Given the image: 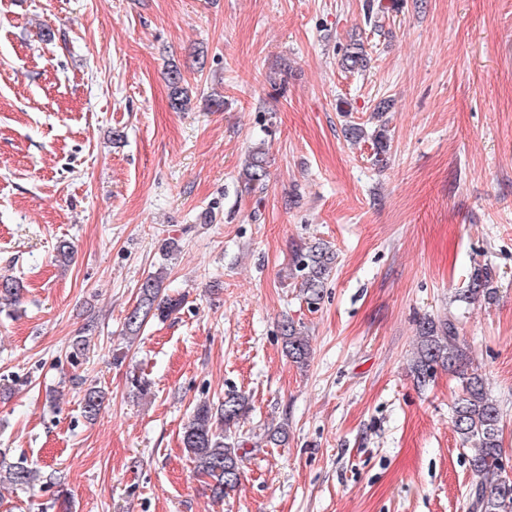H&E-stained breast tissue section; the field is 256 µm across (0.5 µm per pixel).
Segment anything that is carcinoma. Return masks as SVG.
<instances>
[{"label": "carcinoma", "instance_id": "carcinoma-1", "mask_svg": "<svg viewBox=\"0 0 512 512\" xmlns=\"http://www.w3.org/2000/svg\"><path fill=\"white\" fill-rule=\"evenodd\" d=\"M343 64L349 69H363L367 58L363 45L353 43L343 55ZM171 107L181 111L188 105V96L181 87L179 70L169 72ZM268 176L266 153L260 147L251 151L241 178L246 189L261 190ZM332 247L323 241L304 244L293 252L290 272L299 280L300 293L308 304L320 303L325 285L335 267ZM165 274H149L138 287L137 303L124 319L129 336L140 334L151 319L162 320L181 305V301L163 294ZM20 287L11 278L0 279V300L17 301ZM496 294L492 271L483 266L473 269L468 282L459 294V301L468 305L489 301ZM286 355L297 367L308 364L311 350L308 339L292 320L281 324ZM448 371L459 383L460 394L453 408V428L461 445L472 449L470 470L475 482L471 512H512V483L502 478L503 417L499 406L487 390V382L474 369L460 336L458 321L454 318L426 317L419 323L415 358L411 373L416 384L427 385L437 369ZM104 404L102 390L95 386L83 390V416L94 420ZM251 412L249 398L238 391L224 393L218 404L206 400L194 405L182 428L181 442L196 471L209 478L206 489L214 500L235 491L241 477V467L250 437L240 430L241 422ZM3 481L21 487H32L37 470L26 464L12 463L0 471Z\"/></svg>", "mask_w": 512, "mask_h": 512}]
</instances>
